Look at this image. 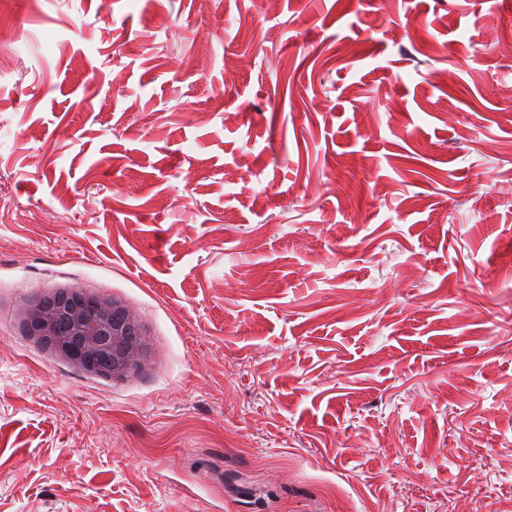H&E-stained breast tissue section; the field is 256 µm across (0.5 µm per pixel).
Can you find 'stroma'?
<instances>
[{
	"label": "stroma",
	"instance_id": "obj_1",
	"mask_svg": "<svg viewBox=\"0 0 512 512\" xmlns=\"http://www.w3.org/2000/svg\"><path fill=\"white\" fill-rule=\"evenodd\" d=\"M0 512H512V0H8ZM149 330L89 376L23 330ZM20 314L29 336L83 373L123 380L147 361L149 334L139 315L107 295L53 288L26 301Z\"/></svg>",
	"mask_w": 512,
	"mask_h": 512
}]
</instances>
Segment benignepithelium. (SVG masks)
I'll list each match as a JSON object with an SVG mask.
<instances>
[{
	"label": "benign epithelium",
	"mask_w": 512,
	"mask_h": 512,
	"mask_svg": "<svg viewBox=\"0 0 512 512\" xmlns=\"http://www.w3.org/2000/svg\"><path fill=\"white\" fill-rule=\"evenodd\" d=\"M27 333L77 370L123 380L147 361L150 341L139 315L121 301L83 288H53L21 308Z\"/></svg>",
	"instance_id": "1"
}]
</instances>
